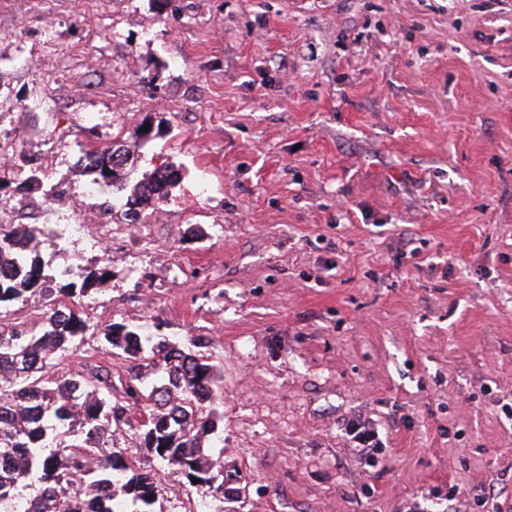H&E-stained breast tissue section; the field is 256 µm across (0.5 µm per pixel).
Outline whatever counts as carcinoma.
I'll list each match as a JSON object with an SVG mask.
<instances>
[{"label": "carcinoma", "mask_w": 512, "mask_h": 512, "mask_svg": "<svg viewBox=\"0 0 512 512\" xmlns=\"http://www.w3.org/2000/svg\"><path fill=\"white\" fill-rule=\"evenodd\" d=\"M95 180L112 183L131 224L142 209L165 201L179 180L167 164L130 183V153L120 144L83 150ZM36 229L0 228V507L22 512H165L159 471L180 475L211 507L237 502V479L211 451L220 441L223 403L220 365L199 351L197 340L180 345L145 326L91 322L86 308L110 276L106 260L57 267L27 247ZM44 301L42 330L32 334L9 320V307ZM93 331L127 362L123 393H112L110 373L90 378L49 375L55 361L84 345ZM141 419L130 421L132 406ZM134 430L158 467L128 463L112 442L114 429Z\"/></svg>", "instance_id": "cac0c4a2"}]
</instances>
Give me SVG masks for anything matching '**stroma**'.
<instances>
[{"instance_id": "35a3bbf8", "label": "stroma", "mask_w": 512, "mask_h": 512, "mask_svg": "<svg viewBox=\"0 0 512 512\" xmlns=\"http://www.w3.org/2000/svg\"><path fill=\"white\" fill-rule=\"evenodd\" d=\"M0 141L13 223L107 261L92 322L221 363L230 512L512 508V0H0ZM115 142L180 171L136 224L84 193ZM346 435L354 443L360 464L374 467L378 463V456L382 454L384 442L378 430L368 421L352 419L347 422Z\"/></svg>"}]
</instances>
